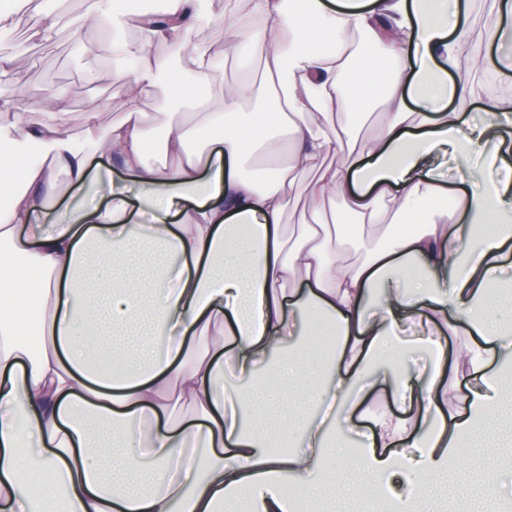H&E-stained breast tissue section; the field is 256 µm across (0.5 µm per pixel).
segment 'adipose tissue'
<instances>
[{"instance_id":"adipose-tissue-1","label":"adipose tissue","mask_w":512,"mask_h":512,"mask_svg":"<svg viewBox=\"0 0 512 512\" xmlns=\"http://www.w3.org/2000/svg\"><path fill=\"white\" fill-rule=\"evenodd\" d=\"M212 2L166 0L169 27L101 41L127 63L95 78L131 103L159 85L193 103L195 83L216 74L213 46L261 54L266 84L227 85L168 126L169 166L147 160L153 133L140 113L105 127L94 105L71 134L67 98L6 92L14 67L0 55V512L56 501L63 512H226L238 499L246 512H289L286 486L345 499L391 472L408 489L389 512H420L423 496L443 494L479 420L506 405L503 371L485 367L506 348L491 288L512 261V166L487 154L490 181L466 192L429 164L442 154L465 164L481 149L448 107L482 98L459 67L463 0H248L244 20ZM21 19L43 41L119 24L112 0H94L81 15L1 9L0 32ZM199 25L208 38L190 40ZM157 42L175 46L176 66L151 59ZM471 68L499 73L490 110L512 115V59ZM249 99L264 105L242 111ZM373 106V130L352 145L351 116ZM280 149L273 176L245 175ZM112 157L124 176L104 206L74 203L35 223L60 184L89 186L98 159ZM305 172L311 222L291 245L285 198ZM452 211L464 227L449 228ZM347 220L385 229L354 262ZM411 220L418 231L403 230ZM302 314L321 316L333 337L331 369L293 352ZM462 325L471 338L456 354L474 381L463 412L448 415L442 353ZM417 351L434 357L418 388L406 365ZM263 366L308 416L290 419ZM373 406L363 448L346 458L352 412ZM104 424L122 432L121 469L147 471L146 486L103 478L92 444Z\"/></svg>"}]
</instances>
